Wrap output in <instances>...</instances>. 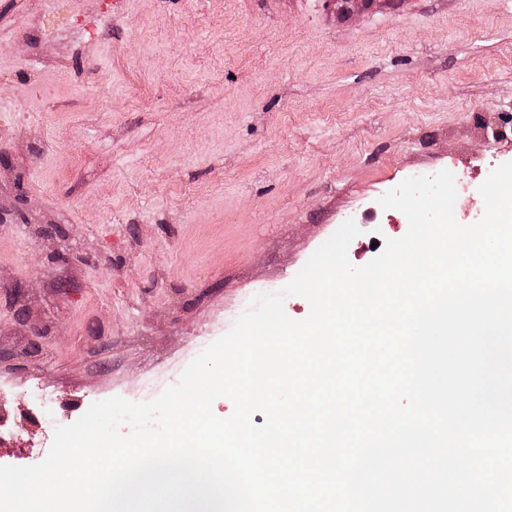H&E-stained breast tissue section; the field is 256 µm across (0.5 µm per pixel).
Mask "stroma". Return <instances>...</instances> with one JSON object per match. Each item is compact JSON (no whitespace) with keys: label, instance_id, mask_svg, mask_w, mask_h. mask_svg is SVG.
<instances>
[{"label":"stroma","instance_id":"35a3bbf8","mask_svg":"<svg viewBox=\"0 0 512 512\" xmlns=\"http://www.w3.org/2000/svg\"><path fill=\"white\" fill-rule=\"evenodd\" d=\"M508 161L512 0H0V465L52 444L33 380L154 400L346 220L356 266L403 237V180L472 224ZM394 0H325L333 5L338 19H348L365 11L390 5Z\"/></svg>","mask_w":512,"mask_h":512}]
</instances>
